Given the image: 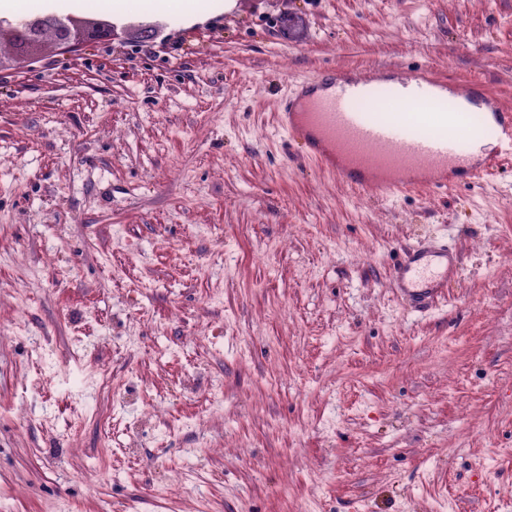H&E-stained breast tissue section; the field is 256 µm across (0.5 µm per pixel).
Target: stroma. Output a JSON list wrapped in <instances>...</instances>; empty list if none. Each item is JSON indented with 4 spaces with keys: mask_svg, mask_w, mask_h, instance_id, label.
<instances>
[{
    "mask_svg": "<svg viewBox=\"0 0 512 512\" xmlns=\"http://www.w3.org/2000/svg\"><path fill=\"white\" fill-rule=\"evenodd\" d=\"M218 3L0 64V512H512V151L381 197L276 125L326 68L512 110V0ZM458 256L448 244L428 243L403 251L393 280L404 303L413 312H426L442 297Z\"/></svg>",
    "mask_w": 512,
    "mask_h": 512,
    "instance_id": "35a3bbf8",
    "label": "stroma"
}]
</instances>
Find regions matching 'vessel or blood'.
<instances>
[{"instance_id":"vessel-or-blood-1","label":"vessel or blood","mask_w":512,"mask_h":512,"mask_svg":"<svg viewBox=\"0 0 512 512\" xmlns=\"http://www.w3.org/2000/svg\"><path fill=\"white\" fill-rule=\"evenodd\" d=\"M413 81L417 96L397 99L394 106L404 111L429 106L425 121L437 126V133L381 120L374 99L356 105L362 91L359 79L333 70L298 82L295 95L282 104L278 125L286 136L302 139L308 159L344 181L388 196L419 184L444 188L451 182L480 183L498 168V159L479 164L468 160L464 144L469 129L458 123L451 104L433 95L434 90L444 89L443 77L421 69ZM480 102L491 113L496 129L512 137V111L487 94ZM458 263L457 254L444 244L404 250L393 271L401 299L411 311H428L442 297Z\"/></svg>"}]
</instances>
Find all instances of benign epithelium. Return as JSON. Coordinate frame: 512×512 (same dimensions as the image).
Segmentation results:
<instances>
[{
    "instance_id": "obj_1",
    "label": "benign epithelium",
    "mask_w": 512,
    "mask_h": 512,
    "mask_svg": "<svg viewBox=\"0 0 512 512\" xmlns=\"http://www.w3.org/2000/svg\"><path fill=\"white\" fill-rule=\"evenodd\" d=\"M49 27L40 17H34L6 29L0 27V41L10 45L15 61L22 65L28 55L37 49L46 35H52L55 42L69 47L79 39H99L113 34L114 24L109 20L90 23L81 22L73 16L53 19Z\"/></svg>"
}]
</instances>
